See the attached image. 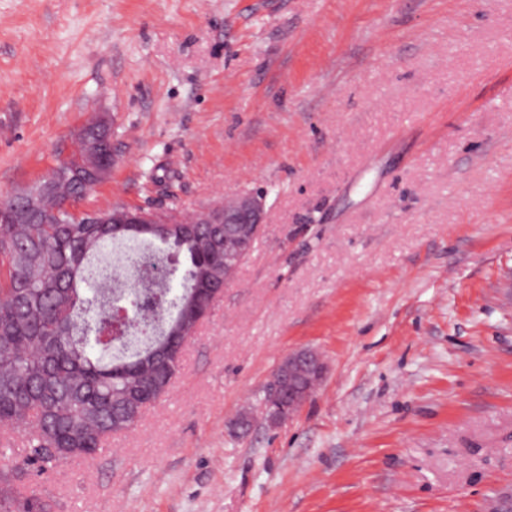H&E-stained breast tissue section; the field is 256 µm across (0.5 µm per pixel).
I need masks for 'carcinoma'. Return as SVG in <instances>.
I'll list each match as a JSON object with an SVG mask.
<instances>
[{
	"mask_svg": "<svg viewBox=\"0 0 512 512\" xmlns=\"http://www.w3.org/2000/svg\"><path fill=\"white\" fill-rule=\"evenodd\" d=\"M89 188L67 172L45 202L50 222L0 223V437L25 432L20 458L0 455V512H47L17 487L76 458L90 459L131 421V394L156 403L181 367L166 334L202 293L217 292L224 272V227L176 224L161 233L127 224H77L64 204ZM143 237L164 259L122 281L92 270L116 241Z\"/></svg>",
	"mask_w": 512,
	"mask_h": 512,
	"instance_id": "1",
	"label": "carcinoma"
}]
</instances>
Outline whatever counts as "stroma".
<instances>
[{"label":"stroma","mask_w":512,"mask_h":512,"mask_svg":"<svg viewBox=\"0 0 512 512\" xmlns=\"http://www.w3.org/2000/svg\"><path fill=\"white\" fill-rule=\"evenodd\" d=\"M94 105L83 208L261 189L268 220L161 400L34 483L50 512L512 503V0H0V195ZM303 348L326 376L272 422ZM62 160V166L73 170L75 173L85 172L89 180L92 181L91 186L93 188L97 184L100 185L105 182L112 173V153L109 158V166L104 165L102 162H96L88 154L78 151ZM288 363V383L281 387L282 379ZM326 373L324 361L309 349H300L290 352L273 372L268 382V390L271 392V400H276L282 395H288V413L273 414L269 416L271 421H280L294 415L306 399L316 390ZM303 376L307 379L302 384L298 379Z\"/></svg>","instance_id":"1"}]
</instances>
